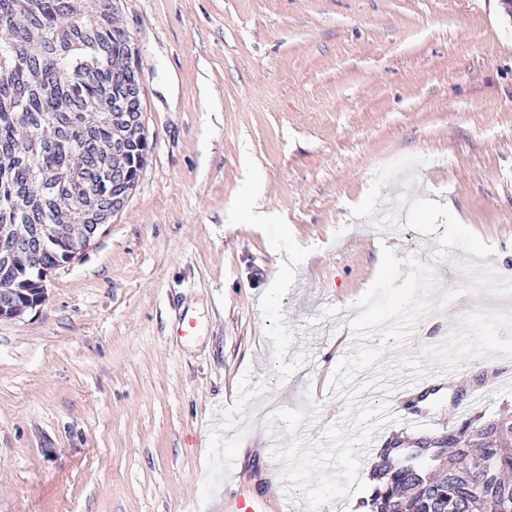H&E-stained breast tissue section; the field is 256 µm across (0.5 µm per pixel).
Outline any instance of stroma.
<instances>
[{"label":"stroma","instance_id":"obj_1","mask_svg":"<svg viewBox=\"0 0 512 512\" xmlns=\"http://www.w3.org/2000/svg\"><path fill=\"white\" fill-rule=\"evenodd\" d=\"M151 150L96 244L0 320V512H224L250 490L306 512L271 454L273 415L309 444L345 422L330 386L382 247L433 265L429 311L382 363L445 342L512 283V10L504 0H120ZM382 188L449 208L490 244L355 218ZM193 336L177 335L183 320ZM424 399L371 388L396 419L372 447L512 406V358L430 368ZM482 392L476 400L468 394Z\"/></svg>","mask_w":512,"mask_h":512}]
</instances>
